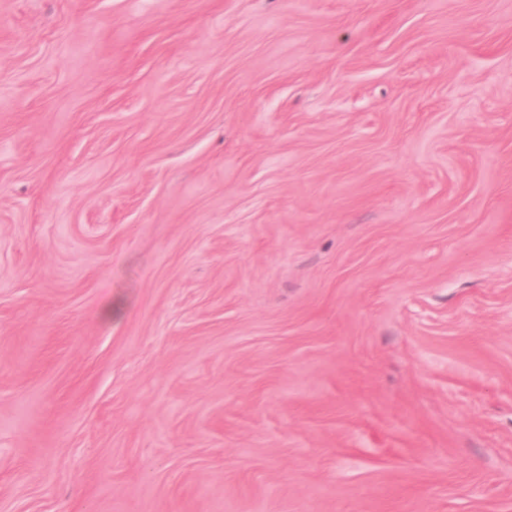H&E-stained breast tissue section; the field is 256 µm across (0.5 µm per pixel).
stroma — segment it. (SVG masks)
<instances>
[{"instance_id": "stroma-1", "label": "stroma", "mask_w": 512, "mask_h": 512, "mask_svg": "<svg viewBox=\"0 0 512 512\" xmlns=\"http://www.w3.org/2000/svg\"><path fill=\"white\" fill-rule=\"evenodd\" d=\"M0 512H512V0H0Z\"/></svg>"}]
</instances>
